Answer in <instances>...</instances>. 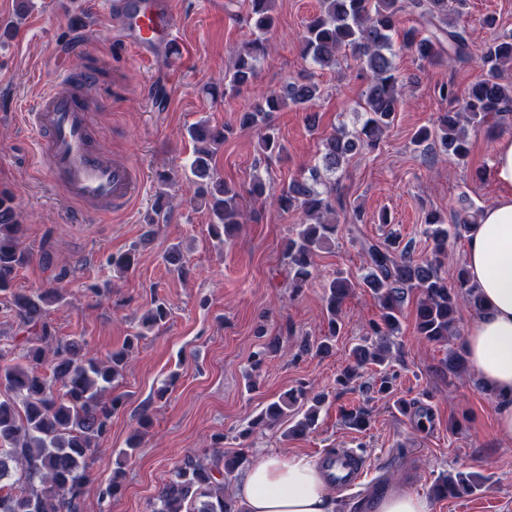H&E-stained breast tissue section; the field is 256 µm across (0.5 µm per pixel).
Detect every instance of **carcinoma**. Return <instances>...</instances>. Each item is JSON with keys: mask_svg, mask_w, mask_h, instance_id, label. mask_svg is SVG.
<instances>
[{"mask_svg": "<svg viewBox=\"0 0 512 512\" xmlns=\"http://www.w3.org/2000/svg\"><path fill=\"white\" fill-rule=\"evenodd\" d=\"M251 7L254 39L237 52L225 74L226 94L238 93L255 81L266 35L274 26V0H251ZM405 14L416 17L418 26L400 28ZM449 14V0H320V12L305 24L300 52L306 62L332 69L339 55L347 51L357 68L369 74L370 82L364 94L366 119L362 128L355 134L337 131L322 138L318 162L272 194L279 209L299 210L307 220L288 239L284 251L294 288H302L311 278L317 250L336 239L337 211L347 209L344 196L336 191V170L352 156L375 147L379 135L395 120L406 88L395 71L397 49H408L432 65L475 58L486 70L484 78L462 97L451 84L440 87V98L458 103V111L441 112L433 128L418 130L413 139L416 147L424 151L437 148L447 158L462 159L468 154L466 127L480 128L488 123L502 126L512 119V80L504 76V67L512 63V34L497 38L477 54L464 31L448 21ZM320 96V85L304 70L242 112L240 124L259 131L264 151H282L272 114L291 104L307 111V120L314 125L317 113L312 105ZM189 135L195 141L212 144L196 149L191 174L196 198H211L210 233L222 244L231 229L243 223L240 192L215 179L211 165L225 134L221 129L194 126ZM471 208L472 203L463 196L451 224L433 213L426 217V234L433 248L432 255L424 259L414 257L411 246L402 244L396 235L383 241L360 242L362 274L356 279L339 274L329 281L325 289L328 333L313 345L303 340L297 355L312 348L318 354L332 351L331 341L341 331L342 303L354 288L374 294L381 314L370 324L373 340L352 349L353 364L338 378L342 384L350 383L366 364L385 362L384 337L399 331L402 307L415 290L419 293L416 334L432 343H446L458 335L463 309L479 310L480 297L464 272L454 287H448L440 274L439 257L448 247V236L462 239L472 231ZM21 232L18 206L11 196L0 192V297L29 333L12 351L0 350V480L6 479L0 483V512H79L90 478L88 462L109 434L112 415L119 408V398L108 400L105 393L119 386L129 349L144 333H135L105 360L89 355L83 337L57 335L51 312L65 301L63 289L26 293L14 288L19 270L29 262ZM138 251L139 245L134 244L110 255L107 265L122 274L135 265ZM169 315L166 303L156 300L143 319V327H159ZM443 368L457 375L466 371L464 350L448 354ZM306 399V388H295L269 403L253 425L282 421L288 417V409ZM313 401L315 404L287 434L304 435L315 426L321 400L315 396ZM150 426V417L143 415L139 429L118 456L125 460L132 456ZM247 461L244 451L228 455L222 448L213 449L205 461L184 456L171 469L150 512H243L226 489ZM480 487L478 475L459 472L440 476L431 495L436 499L460 497Z\"/></svg>", "mask_w": 512, "mask_h": 512, "instance_id": "cac0c4a2", "label": "carcinoma"}]
</instances>
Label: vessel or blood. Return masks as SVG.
Returning a JSON list of instances; mask_svg holds the SVG:
<instances>
[{"instance_id":"b4317fda","label":"vessel or blood","mask_w":512,"mask_h":512,"mask_svg":"<svg viewBox=\"0 0 512 512\" xmlns=\"http://www.w3.org/2000/svg\"><path fill=\"white\" fill-rule=\"evenodd\" d=\"M106 9L119 42L141 61L153 62L158 49L172 46L176 19L173 0H106ZM98 84L93 70L85 72L77 84L59 80L40 91L22 114L39 133L42 171L88 218L129 208L142 180L133 162L93 144L95 105L89 90ZM319 463L331 487L339 492L358 486L365 474L361 456L351 448L326 451Z\"/></svg>"}]
</instances>
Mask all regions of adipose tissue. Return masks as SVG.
Listing matches in <instances>:
<instances>
[{"instance_id": "ef3b65f1", "label": "adipose tissue", "mask_w": 512, "mask_h": 512, "mask_svg": "<svg viewBox=\"0 0 512 512\" xmlns=\"http://www.w3.org/2000/svg\"><path fill=\"white\" fill-rule=\"evenodd\" d=\"M492 177L501 192L470 235L466 268L481 310L464 345L480 381L502 397L497 426L512 437V137L500 138ZM316 460L263 454L248 468L234 496L244 512H334L335 502Z\"/></svg>"}]
</instances>
